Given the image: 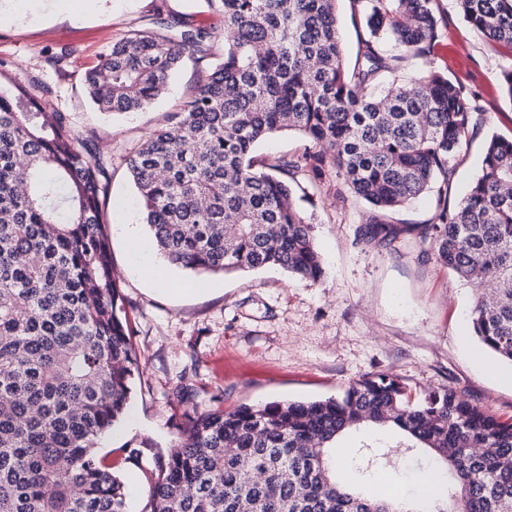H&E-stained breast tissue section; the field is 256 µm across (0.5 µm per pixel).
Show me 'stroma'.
Returning a JSON list of instances; mask_svg holds the SVG:
<instances>
[{"label":"stroma","instance_id":"1","mask_svg":"<svg viewBox=\"0 0 512 512\" xmlns=\"http://www.w3.org/2000/svg\"><path fill=\"white\" fill-rule=\"evenodd\" d=\"M66 3L0 0V76L36 92L50 87L49 110L70 115L112 154L104 220L140 373L127 417L98 450L122 479L136 478L130 512H145L157 459L182 440L195 409L338 397L363 376L387 373L412 399L449 386L461 399L512 418V366L482 348L472 331L475 288L413 237L391 249L369 242L363 228L371 209L348 193L334 169L319 179L303 170L289 178L324 261L320 281L282 270L198 275L164 263L122 156L166 123L216 61L186 62L150 108L114 118L89 102L83 75L113 41L151 26L157 16H180L213 32L224 19L206 0H82L75 13ZM439 7L443 20L431 61L448 70L443 51L460 46L470 63L462 82L487 114L457 168L448 195L454 203L479 172L485 140L512 136V101L497 88L512 48L471 30L455 0H439ZM61 54L60 69L54 58ZM128 224L136 227L140 248L132 247ZM144 257L166 275L196 281L199 292L173 294L146 282L137 272ZM133 449L138 459H130Z\"/></svg>","mask_w":512,"mask_h":512}]
</instances>
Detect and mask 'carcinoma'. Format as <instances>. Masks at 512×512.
Here are the masks:
<instances>
[{
	"label": "carcinoma",
	"instance_id": "obj_1",
	"mask_svg": "<svg viewBox=\"0 0 512 512\" xmlns=\"http://www.w3.org/2000/svg\"><path fill=\"white\" fill-rule=\"evenodd\" d=\"M337 0H208L223 36L181 17L130 31L84 73L108 114L159 99L184 59L222 61L125 163L158 251L196 273L280 268L316 282L323 260L285 176L336 169L374 214L365 236L389 248L415 232L480 293L478 342L512 366V136L486 140L481 170L448 206L468 135L485 122L460 80L428 59L437 0H351L361 32L346 65ZM465 23L512 45V0H455ZM307 151L266 170L269 135ZM112 157L21 84L0 85V512H128L125 485L97 452L126 417L139 362L122 318L102 205ZM437 186L425 224L389 214ZM394 429L406 443L355 449L356 479L337 475L336 438ZM424 448L454 475L420 481L408 502L375 490L384 457ZM150 512H512V422L451 389L413 402L388 374L340 397L195 411L150 487ZM308 147L314 151L320 149L296 132H282L262 141L256 154L266 163H274L281 157L301 155Z\"/></svg>",
	"mask_w": 512,
	"mask_h": 512
}]
</instances>
